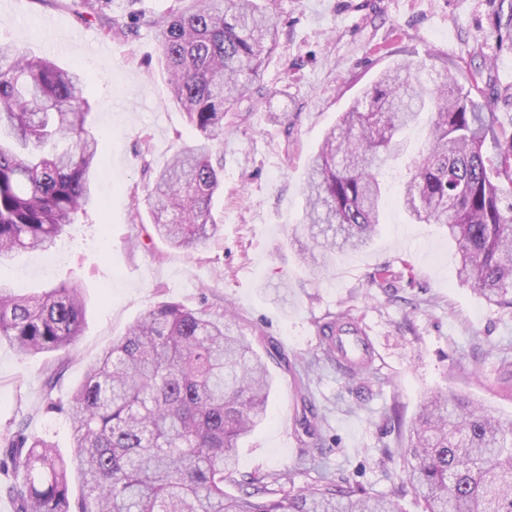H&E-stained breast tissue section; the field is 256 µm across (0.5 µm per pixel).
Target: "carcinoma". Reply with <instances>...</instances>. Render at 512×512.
<instances>
[{"mask_svg":"<svg viewBox=\"0 0 512 512\" xmlns=\"http://www.w3.org/2000/svg\"><path fill=\"white\" fill-rule=\"evenodd\" d=\"M110 0H74L102 18ZM276 0H177L164 15L106 19V38L146 26L161 32L172 100L198 139L157 171L147 195L157 237L172 249L214 238L223 186L212 147L224 118L265 71L277 41ZM435 65L381 73L339 117L311 157L303 194L306 259L370 243L382 224V172L402 132L434 114L412 159L401 206L417 224H441L458 244L459 282L512 308V129ZM86 81L75 68L0 42V259L56 247L96 208L90 172L97 134ZM338 225L341 240L313 228ZM85 301L75 282L22 296L0 282V342L22 355L69 349ZM234 321L207 308L162 303L103 351L68 402L73 452L23 437L0 464L23 472L8 486L16 512H399L393 500L344 487L330 474L307 490L269 497L281 473L253 477L229 496L238 443L267 416L273 379ZM423 512H512V423L452 392L421 408L396 451Z\"/></svg>","mask_w":512,"mask_h":512,"instance_id":"cac0c4a2","label":"carcinoma"}]
</instances>
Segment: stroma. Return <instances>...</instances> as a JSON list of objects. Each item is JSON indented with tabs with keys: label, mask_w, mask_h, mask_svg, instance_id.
<instances>
[{
	"label": "stroma",
	"mask_w": 512,
	"mask_h": 512,
	"mask_svg": "<svg viewBox=\"0 0 512 512\" xmlns=\"http://www.w3.org/2000/svg\"><path fill=\"white\" fill-rule=\"evenodd\" d=\"M276 19L278 46L247 93L254 110L226 126L214 150L224 168L219 235L186 253L152 237L146 202L155 172L194 139L169 101L159 30L105 40L99 20L79 18L73 0H0L1 40L85 71L98 135L96 212L71 225L56 248L0 264V280L17 293L76 279L86 301L67 357H23L0 343V440H44L70 456V393L131 323L162 302L230 308L258 352L275 345L288 363H268L267 418L241 441L225 491L276 472L295 493L327 471L367 494L394 497L402 512H421L402 461L386 462L381 451L396 447L399 427H411L425 400L446 388L512 421V376L500 370L502 359L512 360V310L458 283L457 246L440 225L406 218L398 204L404 160L392 164L379 234L363 249L333 253L324 269L301 260V187L310 155L340 113L383 70L430 53L460 84L477 81L512 127V0H279ZM384 266L396 277L381 288L371 277ZM342 314L373 341L374 376L353 377L325 359L317 326ZM52 367L58 376L48 394ZM395 403L398 426L387 418ZM305 415L321 422L325 454L316 462L299 426Z\"/></svg>",
	"instance_id": "obj_1"
}]
</instances>
